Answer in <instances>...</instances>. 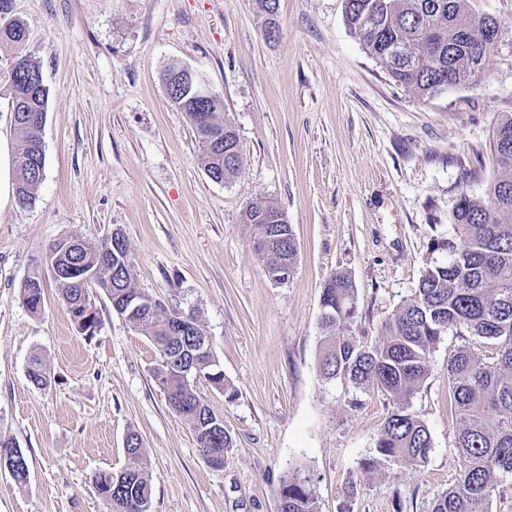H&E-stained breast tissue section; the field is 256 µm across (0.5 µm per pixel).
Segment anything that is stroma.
<instances>
[{
	"mask_svg": "<svg viewBox=\"0 0 512 512\" xmlns=\"http://www.w3.org/2000/svg\"><path fill=\"white\" fill-rule=\"evenodd\" d=\"M501 36L486 71L429 101L395 82L349 28L344 0H10L0 26L27 28L0 45V138L17 149L11 61L31 56L48 90L45 178L33 206L0 207V438L22 449L26 483L0 469V512H106L93 477L125 464L135 430L152 475L149 512H278L275 490L292 467L314 477L321 512H429L459 473L458 420L442 339L409 400L429 427L422 465L382 467L342 493L393 408L347 380H325L320 298L346 272L356 335L380 326L413 294L428 243L453 232L461 193L486 198L499 113H512V0H470ZM187 67L224 98L241 144L239 168L211 180L185 114L162 75ZM275 203L298 243L288 281L272 282L245 213ZM120 229L139 285L167 307L199 316L235 390L194 387L224 418L235 446L224 468L201 455L152 373L159 353L101 291L93 337L71 323L45 263L65 236ZM39 273L44 309L19 301ZM51 375L39 389L27 365Z\"/></svg>",
	"mask_w": 512,
	"mask_h": 512,
	"instance_id": "35a3bbf8",
	"label": "stroma"
}]
</instances>
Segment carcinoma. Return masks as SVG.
I'll list each match as a JSON object with an SVG mask.
<instances>
[{
  "label": "carcinoma",
  "mask_w": 512,
  "mask_h": 512,
  "mask_svg": "<svg viewBox=\"0 0 512 512\" xmlns=\"http://www.w3.org/2000/svg\"><path fill=\"white\" fill-rule=\"evenodd\" d=\"M349 28L374 58L385 62L391 78L413 90L419 99L434 98L465 84L486 69L499 26L489 16H476L469 0H345ZM25 26L14 21L4 30L5 40L20 45ZM12 103L18 119L13 130L19 143L16 158V198L32 206L45 176L42 131L48 91L39 65L18 56L8 71ZM166 95L172 106L186 113L203 149L210 179L235 174L241 146L237 133L212 143L206 134L221 129L218 120L224 99L215 93L203 102L167 70ZM495 177L487 200L460 195L454 210V234L429 242L433 257L426 263L414 294L381 327L378 340L355 336L350 326L358 316L355 287L345 272L332 274L321 294L323 354L319 362L327 380L346 379L363 391H376L395 404L376 439V454L358 462V478L382 466L422 465L433 448L429 427L408 409L407 399L429 373V358L444 336L460 339L448 356L446 371L451 404L458 419L454 448L459 474L454 484L432 503L431 512H489L497 479L512 477V113L497 116L492 134ZM283 216L272 202L251 205L246 222L254 229L256 250L266 259L270 279L297 262L298 247L292 225L270 220ZM82 259L96 269L84 287L69 277L55 279L65 309L77 331L92 337L99 318L92 290L106 288L114 310L130 297L141 305L122 313L157 349L160 360L153 376L165 392L169 408L184 418L205 459L222 468L234 440L226 426H216L220 415L202 402L193 389L197 374L216 389L230 391L213 354L195 355L199 337L207 336L196 315L180 334H169L156 299L137 284L131 256L120 250L105 255L110 239L85 241ZM21 304L33 315L42 312L44 289L23 281ZM28 377L38 388L50 376L38 357L28 366ZM126 465L117 473L97 472L93 484L108 512H148L152 482L143 441L134 431L125 439ZM13 479L23 484L29 476L25 454H7ZM279 512H321L310 475L290 469L276 489Z\"/></svg>",
  "instance_id": "1"
}]
</instances>
